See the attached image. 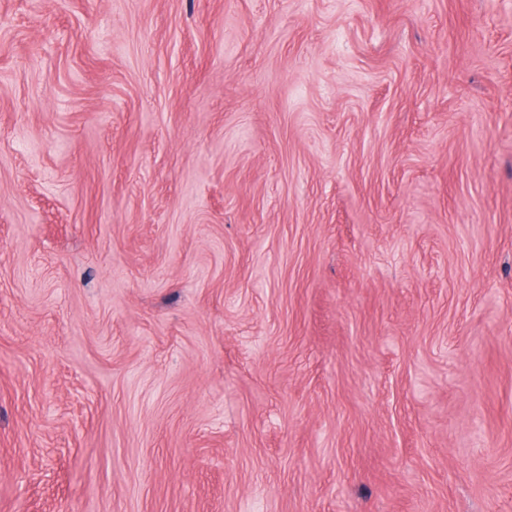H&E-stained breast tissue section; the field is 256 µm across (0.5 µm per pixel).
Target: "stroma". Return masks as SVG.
Listing matches in <instances>:
<instances>
[{
  "mask_svg": "<svg viewBox=\"0 0 512 512\" xmlns=\"http://www.w3.org/2000/svg\"><path fill=\"white\" fill-rule=\"evenodd\" d=\"M0 512H512V0H0Z\"/></svg>",
  "mask_w": 512,
  "mask_h": 512,
  "instance_id": "35a3bbf8",
  "label": "stroma"
}]
</instances>
